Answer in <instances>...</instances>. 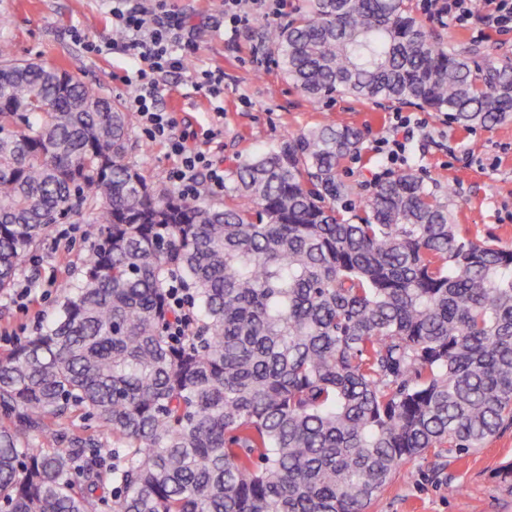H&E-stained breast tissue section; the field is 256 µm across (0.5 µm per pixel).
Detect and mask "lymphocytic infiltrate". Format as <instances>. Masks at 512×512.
Listing matches in <instances>:
<instances>
[{
	"instance_id": "1",
	"label": "lymphocytic infiltrate",
	"mask_w": 512,
	"mask_h": 512,
	"mask_svg": "<svg viewBox=\"0 0 512 512\" xmlns=\"http://www.w3.org/2000/svg\"><path fill=\"white\" fill-rule=\"evenodd\" d=\"M111 2L117 34L105 44L91 45V52L135 59L132 73L124 77L132 88L126 108L138 114L147 140L164 143L176 157L171 178L179 192L196 195L204 181L223 189V167L201 147L202 142L212 140V133L177 132L175 118L157 103L161 76L183 70L186 55L196 47L193 28L187 27L181 16L159 12L157 5H146L142 0ZM283 6V0H224V20L236 32L251 27L258 18L279 15ZM427 126L425 119L393 113L389 134L377 142L375 150L387 165L404 164L408 140Z\"/></svg>"
}]
</instances>
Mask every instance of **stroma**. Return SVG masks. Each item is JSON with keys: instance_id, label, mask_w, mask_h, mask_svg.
<instances>
[{"instance_id": "35a3bbf8", "label": "stroma", "mask_w": 512, "mask_h": 512, "mask_svg": "<svg viewBox=\"0 0 512 512\" xmlns=\"http://www.w3.org/2000/svg\"><path fill=\"white\" fill-rule=\"evenodd\" d=\"M167 7L194 26L199 49L184 70L165 77L160 102L173 113L179 129L215 132L210 149L224 168V189L207 192V200L220 204L233 192L239 160L331 121L364 129L360 151L345 160L341 179L351 199L372 194L377 180L386 175L373 147L390 126L392 108L338 96L310 104L283 77L274 59L260 65L252 58L253 43L267 35L273 20L258 19L252 29L234 35L224 25V0H167ZM413 10L444 39L473 48L491 46L497 54L512 57V30L483 31L473 22L443 21L426 11L422 0H413ZM75 29L86 40L109 41L113 30L108 0H0V31L9 39L13 59L66 70L98 87L102 96L124 103L130 89L120 77L132 69V60L86 52L71 36ZM204 70L224 73L223 114L213 112L209 97L195 85ZM426 118L432 133L410 143V169L448 195L458 224L470 234L489 236L512 248V120L465 130L434 112ZM130 135L138 147L128 162L154 188L172 189L170 174L176 161L167 147L147 142L137 120ZM72 222L77 231L66 244L48 238L23 263L21 275L35 273L46 282L32 300L0 293V351L45 325L58 310L61 285L75 281L88 247L86 234L96 225L89 213ZM511 464L512 428L467 453L431 449L402 465L371 512H512V478L502 475ZM452 484L463 485L464 494H449Z\"/></svg>"}]
</instances>
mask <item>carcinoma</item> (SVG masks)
<instances>
[{"label":"carcinoma","instance_id":"carcinoma-1","mask_svg":"<svg viewBox=\"0 0 512 512\" xmlns=\"http://www.w3.org/2000/svg\"><path fill=\"white\" fill-rule=\"evenodd\" d=\"M271 42L311 102L512 118V60L406 0H304ZM130 126L0 41V292L60 217L99 224L53 321L0 352L7 512H369L405 461L512 426V248L432 184L401 171L344 202L363 134L331 121L240 162L220 207L153 189Z\"/></svg>","mask_w":512,"mask_h":512}]
</instances>
